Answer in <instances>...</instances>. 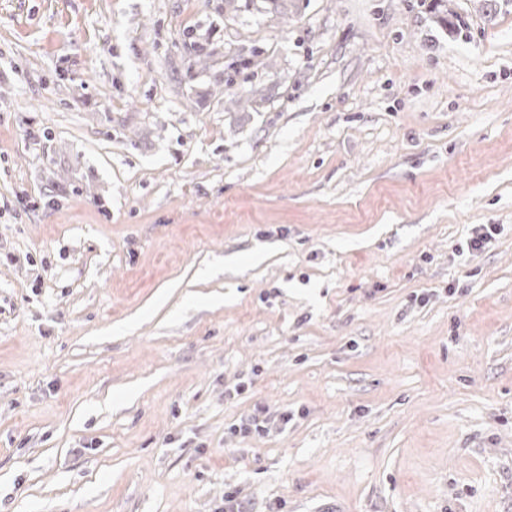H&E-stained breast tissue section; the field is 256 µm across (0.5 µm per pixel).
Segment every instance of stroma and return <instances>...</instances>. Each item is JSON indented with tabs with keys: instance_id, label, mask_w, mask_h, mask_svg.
<instances>
[{
	"instance_id": "obj_1",
	"label": "stroma",
	"mask_w": 512,
	"mask_h": 512,
	"mask_svg": "<svg viewBox=\"0 0 512 512\" xmlns=\"http://www.w3.org/2000/svg\"><path fill=\"white\" fill-rule=\"evenodd\" d=\"M499 3L0 0V512H512Z\"/></svg>"
}]
</instances>
